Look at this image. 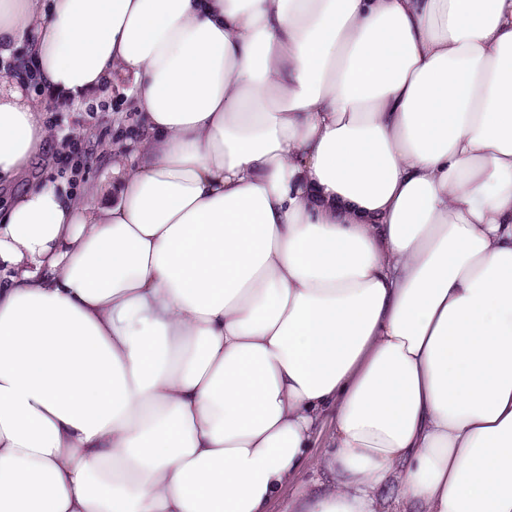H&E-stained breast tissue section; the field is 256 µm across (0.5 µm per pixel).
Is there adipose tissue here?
<instances>
[{"label": "adipose tissue", "mask_w": 512, "mask_h": 512, "mask_svg": "<svg viewBox=\"0 0 512 512\" xmlns=\"http://www.w3.org/2000/svg\"><path fill=\"white\" fill-rule=\"evenodd\" d=\"M22 69L139 126L0 212V512H512V0H0V178ZM331 426L327 423L316 435L313 448L309 450L310 464L301 473L297 482L289 486L273 505V512H289L288 503L301 492L310 489L316 481H325L327 475L317 466L331 449Z\"/></svg>", "instance_id": "obj_1"}]
</instances>
